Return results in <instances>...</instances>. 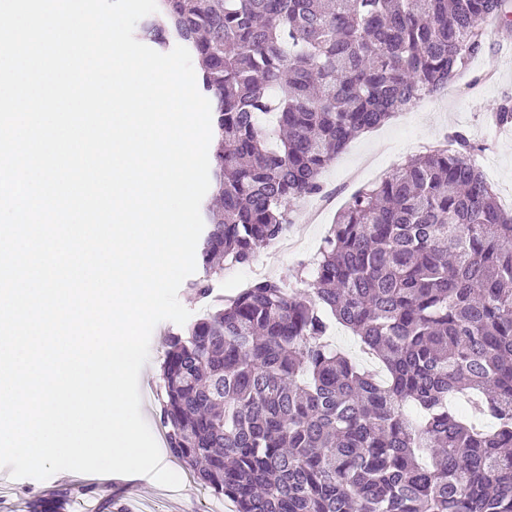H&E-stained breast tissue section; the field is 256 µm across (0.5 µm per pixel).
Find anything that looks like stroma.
I'll list each match as a JSON object with an SVG mask.
<instances>
[{"label":"stroma","mask_w":512,"mask_h":512,"mask_svg":"<svg viewBox=\"0 0 512 512\" xmlns=\"http://www.w3.org/2000/svg\"><path fill=\"white\" fill-rule=\"evenodd\" d=\"M484 30L480 53L469 59L460 76L440 94L353 139L328 164L321 181L325 189L337 192L331 206L319 207L314 197L293 204L287 230L299 239L298 251L283 253L270 265L260 250L249 264L226 266L222 275L209 277L199 269L184 280L178 299L192 318H200L208 307L193 289L203 279L216 295L237 293L239 286L261 277L307 289L323 240L350 197L421 153L423 145H441L446 136L460 133L467 137L474 147V160L487 172L500 202H512V123L501 125L495 120L500 104H512V50L507 47L512 41V0H506L502 17L485 22ZM173 327L170 321L155 327L139 380L146 386L141 394L142 415L162 448L163 465L183 475L181 487L170 489L149 476L129 475L126 488L116 491L111 482L72 480L64 472L38 481L12 478L9 469L0 468V512H236L233 502L202 487L165 447L159 374L167 350L166 335Z\"/></svg>","instance_id":"stroma-1"}]
</instances>
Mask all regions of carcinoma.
Here are the masks:
<instances>
[{"instance_id":"obj_1","label":"carcinoma","mask_w":512,"mask_h":512,"mask_svg":"<svg viewBox=\"0 0 512 512\" xmlns=\"http://www.w3.org/2000/svg\"><path fill=\"white\" fill-rule=\"evenodd\" d=\"M157 5L140 34L186 47L212 100L199 256L219 275L285 230L351 139L448 86L504 0ZM452 142L350 198L311 288L257 281L168 337L167 446L236 512H512V214ZM335 323L385 379L330 346Z\"/></svg>"}]
</instances>
